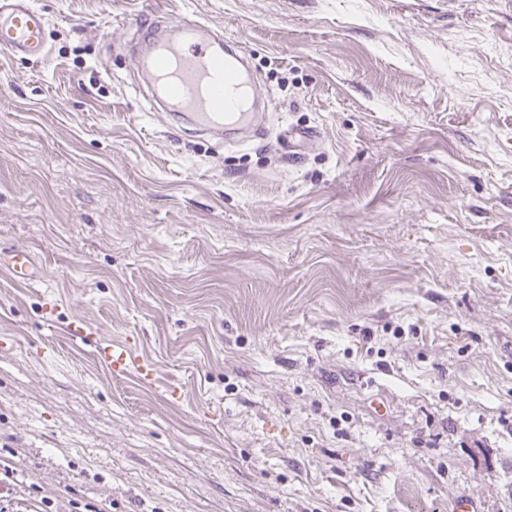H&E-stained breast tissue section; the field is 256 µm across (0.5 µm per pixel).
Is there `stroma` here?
<instances>
[{
  "mask_svg": "<svg viewBox=\"0 0 512 512\" xmlns=\"http://www.w3.org/2000/svg\"><path fill=\"white\" fill-rule=\"evenodd\" d=\"M34 3L47 57L0 52V251L40 273L0 266V512H512V0H163L246 50L240 144L153 111L144 0ZM7 264L13 274L25 282L39 278L32 254L25 248L15 249L6 257L0 256V264ZM102 357L114 375H122L129 365V351L126 346H108L102 351Z\"/></svg>",
  "mask_w": 512,
  "mask_h": 512,
  "instance_id": "stroma-1",
  "label": "stroma"
}]
</instances>
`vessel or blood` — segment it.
Masks as SVG:
<instances>
[{
  "label": "vessel or blood",
  "mask_w": 512,
  "mask_h": 512,
  "mask_svg": "<svg viewBox=\"0 0 512 512\" xmlns=\"http://www.w3.org/2000/svg\"><path fill=\"white\" fill-rule=\"evenodd\" d=\"M153 34L137 57L158 99L176 116L190 118L199 133H220L244 128L254 121L251 83L242 74L245 53L225 46L203 23L171 24L168 13L153 9ZM47 18L31 0H0V50L14 56L42 59L47 55ZM23 281L36 280L32 254L24 248L4 259ZM102 357L113 374H124L129 365L127 347L112 345Z\"/></svg>",
  "instance_id": "vessel-or-blood-1"
}]
</instances>
